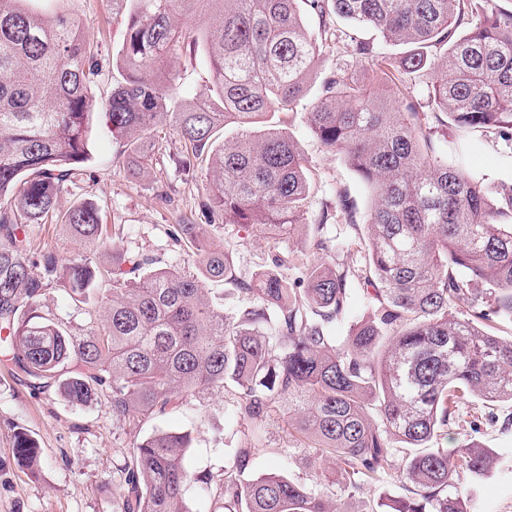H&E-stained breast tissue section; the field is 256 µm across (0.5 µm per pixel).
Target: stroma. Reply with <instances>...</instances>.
Instances as JSON below:
<instances>
[{"label":"stroma","mask_w":512,"mask_h":512,"mask_svg":"<svg viewBox=\"0 0 512 512\" xmlns=\"http://www.w3.org/2000/svg\"><path fill=\"white\" fill-rule=\"evenodd\" d=\"M50 7L82 22L89 38L98 42L104 65H111L123 43L127 0H52ZM334 27L337 36L315 67L305 96L293 111L269 116L271 125L288 130L308 160L305 223L287 241L273 245L264 227L257 224L205 223L199 204L209 182L208 168L199 165L194 175L185 176L176 164L181 143L168 131L158 132L153 140L155 176L132 177L127 168L129 149L113 139L103 118V104L112 86L102 82L93 87L89 101V159L60 194L57 209L63 212L84 200L95 202L104 223L111 227L108 245L98 248L78 242L63 224L50 221L29 226L34 249L52 250L66 260L85 256L105 270L110 268V254L115 250L190 269L195 261L191 250L175 245L170 236L174 225L189 220L203 225L216 244H230L237 270L247 276L270 264L278 251L315 255L314 241L320 232L317 220L328 210L332 217L321 232L336 243L341 262L359 268V242L371 198L342 155L323 146L309 128V112L324 73L356 67L343 39L344 33L353 31V24L338 18ZM448 160L472 176L512 184V145L492 134L475 131L464 143L449 141ZM340 190L355 204V222L335 212ZM97 286L98 294L82 300L73 298L63 281L51 280L39 311L59 322L70 335H89L100 324L103 307L98 295L109 289L107 277H100ZM479 407L473 399L461 405L459 423L448 428V445L461 448L475 441L498 453L497 468L479 487V508L480 512H512V429L500 425L501 419L512 417V403L497 405L499 423H484L474 430L468 420ZM157 427L191 431L194 443L186 462L200 474L222 473L225 449L241 444L230 397L189 398L164 417L145 421L133 430L113 418L109 390L100 391L89 406L75 408L56 389L43 393L28 389L0 341V512H115L122 468L132 444ZM20 431L32 435L42 450L36 470H29L14 453V437ZM265 436L271 452L256 460L254 473L288 476L303 472L301 455L285 458L279 454L288 445V431L279 415L267 421Z\"/></svg>","instance_id":"obj_1"}]
</instances>
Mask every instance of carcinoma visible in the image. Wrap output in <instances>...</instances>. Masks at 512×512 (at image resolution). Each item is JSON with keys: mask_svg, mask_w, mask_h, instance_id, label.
Here are the masks:
<instances>
[{"mask_svg": "<svg viewBox=\"0 0 512 512\" xmlns=\"http://www.w3.org/2000/svg\"><path fill=\"white\" fill-rule=\"evenodd\" d=\"M319 20L307 33L297 2ZM34 0H0V331L31 386H57L73 405L111 389L112 416L135 428L188 397L233 396L241 446L221 474L203 477L184 462L190 433L156 429L136 440L118 512H191L190 484L224 499V512H475L477 484L492 451L444 447L459 405L512 402V338L496 334L512 318V184L490 185L448 163L439 131L452 124L512 143V8L495 0H133L115 59L122 81L105 103L112 137L132 149L133 174L153 166L145 151L160 126L185 146L181 166L210 158L209 221L262 224L274 242L303 224L307 160L282 128L256 130L267 112L301 99L328 46L330 20L376 29L409 49L378 57L350 35L347 50L371 76L335 69L309 117L312 134L340 152L369 189L367 235L358 282L368 311L348 319L350 267L331 241L329 260L274 255L249 279L229 249L211 245L203 225L184 221L171 236L197 257L196 271L158 266L142 255L112 262L105 320L77 339L37 312L48 282L84 296L100 270L85 258L64 263L32 250L26 227L56 213L59 195L88 160L86 109L92 86L109 75L79 22L38 12ZM203 14L200 31L175 23ZM200 57L211 76L202 99L174 92L166 64ZM429 75L428 104L406 78ZM398 91L391 101L386 86ZM230 123L232 141H218ZM61 223L95 244L108 238L100 209L86 201ZM301 277L288 281L284 270ZM41 268L43 274L34 272ZM209 281L229 286L206 296ZM346 323V336L331 327ZM282 415L291 445L268 448L264 427ZM15 454L36 463L25 432ZM307 457L305 473L252 476L268 453ZM335 463L336 478L319 472ZM471 476L468 489L455 479ZM392 495L374 504L370 487Z\"/></svg>", "mask_w": 512, "mask_h": 512, "instance_id": "obj_1", "label": "carcinoma"}]
</instances>
